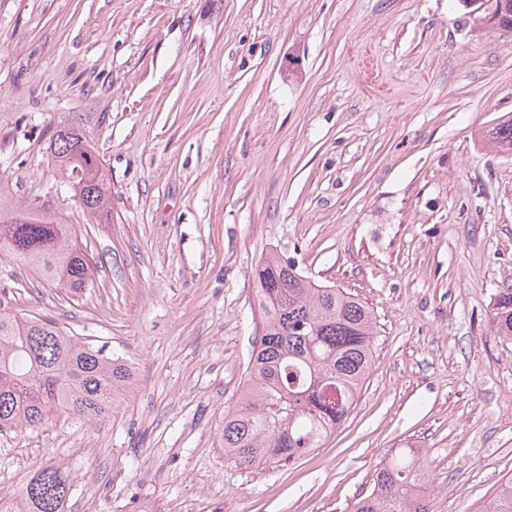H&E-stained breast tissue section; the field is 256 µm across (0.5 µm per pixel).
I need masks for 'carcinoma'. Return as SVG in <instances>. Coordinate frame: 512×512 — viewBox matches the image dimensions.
I'll return each mask as SVG.
<instances>
[{"label": "carcinoma", "mask_w": 512, "mask_h": 512, "mask_svg": "<svg viewBox=\"0 0 512 512\" xmlns=\"http://www.w3.org/2000/svg\"><path fill=\"white\" fill-rule=\"evenodd\" d=\"M475 20L512 29V0H495ZM493 145L512 151V118L485 132ZM52 153L75 182L83 214L112 222V188L94 149L75 129L57 128ZM0 252L75 294L91 281V260L77 230L44 210L9 208L0 183ZM255 296L261 330L255 337L239 402L224 412V457L253 468L289 463L324 445L354 408L373 363L370 309L342 288L310 280L296 265L270 252L258 265ZM496 335L512 340V289L492 303ZM131 367L103 347L82 342L46 317L26 319L0 300V430L36 427L63 411L94 421L132 384ZM423 461L398 454L376 470L372 489L352 512H428L421 488ZM68 475L49 464L34 475L12 512H66ZM479 512H512V481L502 484Z\"/></svg>", "instance_id": "cac0c4a2"}]
</instances>
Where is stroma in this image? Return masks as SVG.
Instances as JSON below:
<instances>
[{
    "label": "stroma",
    "instance_id": "obj_1",
    "mask_svg": "<svg viewBox=\"0 0 512 512\" xmlns=\"http://www.w3.org/2000/svg\"><path fill=\"white\" fill-rule=\"evenodd\" d=\"M512 32L462 0H0V182L76 225V295L0 253V299L122 356L96 422L0 431V498L46 464L67 512H352L411 449L428 512H477L512 479ZM80 132L112 184L86 221L51 157ZM376 319L355 408L296 462L240 468L219 440L261 327L268 251ZM484 137L496 147L512 151V118L503 120L487 130ZM492 327L497 336L512 340V289L504 288L492 303Z\"/></svg>",
    "mask_w": 512,
    "mask_h": 512
}]
</instances>
